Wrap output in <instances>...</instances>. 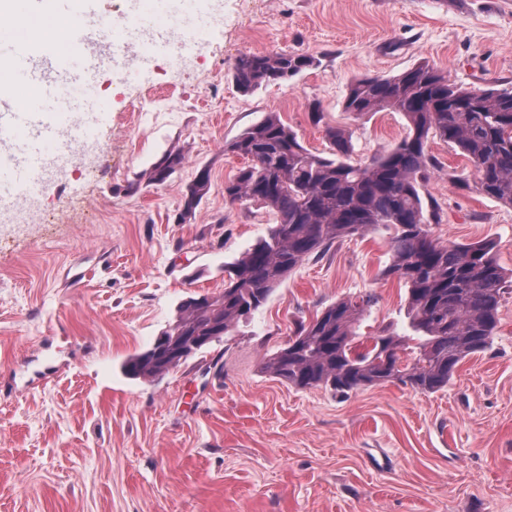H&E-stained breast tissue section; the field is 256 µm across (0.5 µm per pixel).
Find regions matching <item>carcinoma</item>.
I'll return each mask as SVG.
<instances>
[{
  "label": "carcinoma",
  "instance_id": "1",
  "mask_svg": "<svg viewBox=\"0 0 512 512\" xmlns=\"http://www.w3.org/2000/svg\"><path fill=\"white\" fill-rule=\"evenodd\" d=\"M316 65L304 53L241 54L233 67L238 89L251 92L282 83ZM344 110L360 116L400 112L409 132L395 147L365 163L352 161L350 134L328 126L331 156L309 150L278 113L269 112L224 145L246 160L224 183L231 205L258 202L276 217L268 238L224 266V291L186 300L176 322L188 336L219 339L263 306L288 275L339 240L382 226L392 231L385 275L408 286L409 332L362 336L358 329L374 302L366 294L338 300L308 323L296 324L288 343L266 363L267 371L297 388L325 386L347 394L394 380L421 392L448 386L458 366L486 350L498 312L512 291V274L497 262L492 242L440 244L427 230L439 220L426 208L422 188L438 162L429 140L458 148L477 172L474 184L458 183L512 206V87L472 89L420 63L396 76L364 75L349 86ZM180 150L165 152L145 173L166 181L185 163ZM210 188V172L187 185L177 220H192ZM124 372L158 381L172 370L167 350L154 346L126 359Z\"/></svg>",
  "mask_w": 512,
  "mask_h": 512
}]
</instances>
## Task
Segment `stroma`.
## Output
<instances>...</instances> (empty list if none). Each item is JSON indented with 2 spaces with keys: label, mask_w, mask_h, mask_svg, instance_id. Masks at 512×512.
<instances>
[{
  "label": "stroma",
  "mask_w": 512,
  "mask_h": 512,
  "mask_svg": "<svg viewBox=\"0 0 512 512\" xmlns=\"http://www.w3.org/2000/svg\"><path fill=\"white\" fill-rule=\"evenodd\" d=\"M184 71L161 56L144 78L104 67L110 112L94 182L67 167L39 207L56 231L16 214L0 242V512H512V296L488 349L445 388L400 382L346 395L300 389L265 361L293 324L374 292L360 334L403 333L407 288L383 277L389 233L337 242L305 261L258 311L162 380L123 373L182 302L224 288V266L267 237L275 218L230 205L244 164L225 143L280 113L303 144L327 151L325 126L352 134L365 162L408 132L398 112H345L349 83L422 62L467 88L512 86V0H220ZM288 51L317 64L248 93L240 54ZM320 102L321 124L307 106ZM439 162L424 195L448 244L491 241L512 269V206L458 189L476 172L432 139ZM187 162L161 184L140 177L165 151ZM210 171L195 217L175 216L187 185Z\"/></svg>",
  "instance_id": "35a3bbf8"
}]
</instances>
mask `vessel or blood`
<instances>
[{
    "instance_id": "obj_1",
    "label": "vessel or blood",
    "mask_w": 512,
    "mask_h": 512,
    "mask_svg": "<svg viewBox=\"0 0 512 512\" xmlns=\"http://www.w3.org/2000/svg\"><path fill=\"white\" fill-rule=\"evenodd\" d=\"M116 58L127 74L144 76L147 60L140 51L107 39L64 66L50 58L40 65L26 57L20 59V80L52 93L49 109L55 117L46 120L33 116L27 124L25 143L7 152L6 163L0 165V214L22 201L38 205L43 190L58 183L61 170L73 161L74 147L97 151L91 130L105 106L97 99L95 83L103 65Z\"/></svg>"
}]
</instances>
